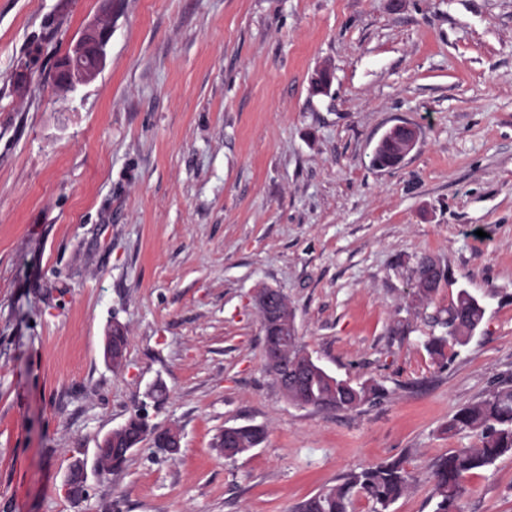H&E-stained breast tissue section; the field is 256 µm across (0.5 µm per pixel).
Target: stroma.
<instances>
[{
  "label": "stroma",
  "instance_id": "stroma-1",
  "mask_svg": "<svg viewBox=\"0 0 512 512\" xmlns=\"http://www.w3.org/2000/svg\"><path fill=\"white\" fill-rule=\"evenodd\" d=\"M95 20L105 65L62 92L56 65ZM403 122L416 147L373 168ZM424 255L448 272L428 303ZM260 287L287 296L314 360L384 397L288 402ZM463 288L483 322L434 358L428 317ZM501 382L512 0H0V512H294L394 460L413 480L391 512H433V464L476 441L449 418ZM139 411L179 431V454L144 442L68 497L72 461ZM242 425L263 442L224 456L217 436ZM458 506L512 512V456L474 471ZM399 136L397 129H392L386 133L373 152L370 161L372 167L380 170L393 168L397 154L396 143Z\"/></svg>",
  "mask_w": 512,
  "mask_h": 512
}]
</instances>
